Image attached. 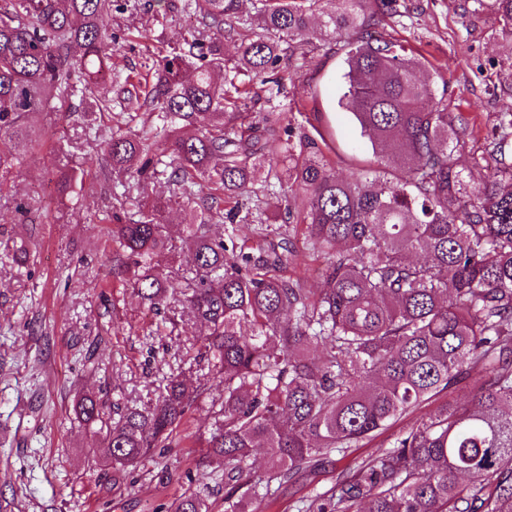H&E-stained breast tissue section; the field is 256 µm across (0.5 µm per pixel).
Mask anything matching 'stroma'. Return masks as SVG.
I'll return each mask as SVG.
<instances>
[{
    "label": "stroma",
    "instance_id": "stroma-1",
    "mask_svg": "<svg viewBox=\"0 0 512 512\" xmlns=\"http://www.w3.org/2000/svg\"><path fill=\"white\" fill-rule=\"evenodd\" d=\"M406 16L384 30L412 48L447 82V97L474 124L483 143L494 116L512 112V32L491 9L474 0H408ZM138 13H112L118 71L139 69L148 50L184 48L195 18L168 11L165 0H141ZM274 71L282 79L276 98L288 112L294 135L324 134V151L347 177L372 158L349 112L338 105L345 55L335 40L307 54L281 46ZM98 88L75 93L56 111L30 114L45 136L14 166L0 190V512H165V505L191 487L207 496L212 512H224V493L213 472L192 468L191 439L177 436L164 458L172 472L159 487L157 466L146 462L112 482L106 443L79 423L78 396L105 403L143 405L155 400L164 377L175 372L180 345L192 343L193 322L173 335L147 336L149 313L123 301L112 274V248L97 222L110 207L112 169L100 143L110 116L90 121L85 112ZM84 171L87 190L63 197L56 179L63 169ZM27 246L25 264L12 255ZM399 420L335 465L288 488L266 512H297V500L326 491L356 461L389 448Z\"/></svg>",
    "mask_w": 512,
    "mask_h": 512
}]
</instances>
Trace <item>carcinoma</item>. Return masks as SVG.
Masks as SVG:
<instances>
[{
	"label": "carcinoma",
	"instance_id": "carcinoma-1",
	"mask_svg": "<svg viewBox=\"0 0 512 512\" xmlns=\"http://www.w3.org/2000/svg\"><path fill=\"white\" fill-rule=\"evenodd\" d=\"M186 0L196 16L186 52L157 50L148 72L112 74V9L139 0H4L0 4V188L21 151L44 132L31 112L74 95L77 82L109 84L129 120L143 112L154 132L112 128V207L101 223L112 242L114 278L160 317L147 335L176 326L175 293L154 273L176 246L163 213L185 215L190 276L181 316L200 326L180 362H207L224 392L211 398L213 431L195 466L222 467L224 512H256L303 475L335 463L359 443L463 386L468 399L444 404L403 431L393 447L301 499V512H512V112H499L479 150L470 120L437 95L431 75L382 22L400 0ZM322 15L321 25L309 19ZM336 39L345 51L339 105L368 139L377 167L341 178L315 139H283L286 113L251 80L279 61V42ZM238 43L234 60L224 41ZM269 109L254 115L250 106ZM285 163L298 196H265L310 250L325 260L312 290L277 271L278 252L229 231L259 208L256 170ZM486 170L473 188L472 170ZM146 180L163 189L130 208ZM68 169L58 192L84 185ZM206 383L166 378L155 403L127 407L86 395L76 412L103 433L112 480L170 447L173 433L205 399ZM265 470L254 469L257 454ZM174 512H209L185 489Z\"/></svg>",
	"mask_w": 512,
	"mask_h": 512
}]
</instances>
